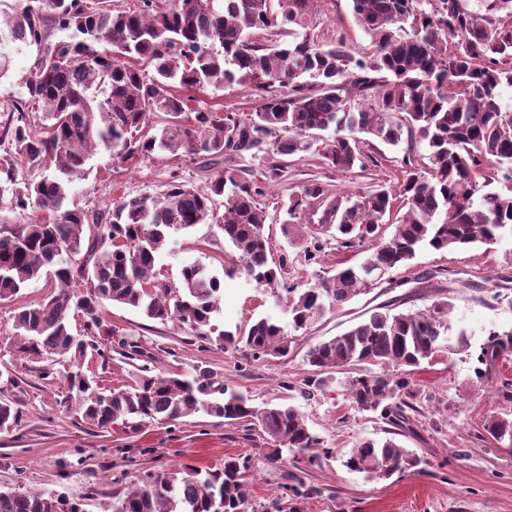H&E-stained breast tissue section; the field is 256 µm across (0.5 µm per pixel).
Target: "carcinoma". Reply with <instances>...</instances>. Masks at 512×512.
Returning <instances> with one entry per match:
<instances>
[{
	"instance_id": "carcinoma-1",
	"label": "carcinoma",
	"mask_w": 512,
	"mask_h": 512,
	"mask_svg": "<svg viewBox=\"0 0 512 512\" xmlns=\"http://www.w3.org/2000/svg\"><path fill=\"white\" fill-rule=\"evenodd\" d=\"M312 0H140L138 11H120L103 0H15L0 14V48H38L26 77L28 98L7 108L0 125V195L11 209L45 213L12 224L0 218V300H12L45 279L54 291L14 315L20 354L56 355L75 365L87 343L72 333L70 315L103 326L104 302L130 307L147 318L177 321L206 336L221 296V281L198 262L185 265L177 285L154 280L159 253L172 234L211 221L240 252L237 268L270 288L279 285L270 265L260 186L242 179L234 161L274 139L273 153L289 156L316 149L338 171L365 167L363 145L376 139L404 146L405 179L355 196H334L311 183L284 202L286 237L311 201L325 205L320 221L336 246L360 247L379 238L396 197L405 213L392 237L361 263L346 265L308 288H288V313L298 329L313 328L327 308H340L375 286L366 266L388 274L422 249L448 252L512 236V194L491 189L512 183V112L502 107L512 87V0H480L477 12L462 0H351L357 24L370 37L371 52L355 57L345 45H325L310 32ZM66 33L45 46L48 30ZM154 68L152 77L135 63ZM247 87L260 104L243 121L233 113L192 109L191 96L223 84ZM290 92L284 94L282 87ZM163 125L143 133L150 114ZM425 148V170L414 154ZM103 148L126 161L157 151L224 157L227 166L208 190L171 181L157 198H130L89 212L65 205L71 185L85 179L86 164ZM49 166L55 174L37 183L17 180L23 167ZM224 208L218 214L217 206ZM451 306L438 301L424 311L378 307L346 331L309 348L311 367L302 397L327 392L326 375L342 373L350 401L379 413L389 425L384 440L359 442L344 466L371 479L419 470L421 458L395 437L413 430L423 413L414 371L443 350L467 352L470 334L443 336ZM216 342L244 346L254 361L288 355L291 340L269 318L247 333L224 332ZM512 353V331H493L483 344L478 379L499 384L512 399V381L500 375L501 356ZM362 364L381 368L364 371ZM88 424L108 429L117 421L136 430L146 420L176 421L200 411L226 422L261 429L266 458L276 463L283 449L307 454L321 438L293 405L257 407L244 395L214 385L211 370L192 376L153 375L143 367L134 384L118 393L92 384L80 370L67 373ZM20 415L0 401V429ZM512 451V419L491 416L478 440ZM250 469L238 456L222 466L186 465L148 475L112 497L106 512H249ZM0 512H84L82 503L47 491L0 492Z\"/></svg>"
}]
</instances>
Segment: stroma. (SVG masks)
Listing matches in <instances>:
<instances>
[{"label": "stroma", "mask_w": 512, "mask_h": 512, "mask_svg": "<svg viewBox=\"0 0 512 512\" xmlns=\"http://www.w3.org/2000/svg\"><path fill=\"white\" fill-rule=\"evenodd\" d=\"M313 32L318 41L344 43L355 54L369 51L370 39L358 27L351 0H314ZM37 51L13 54L0 77V107L26 98L25 78ZM259 99L240 85L222 86L197 94L196 108L239 118L249 117ZM367 155L377 165L339 172L317 152L275 156L271 146L245 154L236 165L251 180L270 162L282 167L279 178L263 182L258 201L267 214L265 234L273 259L284 260L278 273L281 288L262 287L245 274H228L236 254L217 225L199 224L174 234L156 264L157 279L179 283L185 264L206 265L222 281L223 294L211 321L212 335L244 333L262 317L276 320L292 336L288 356L252 361L244 352L207 343L179 322L160 323L140 311L104 303L103 330L87 329L83 316L71 318L75 335L91 343L81 367L98 387L126 389L141 367L153 373L189 374L198 368L215 372L225 387L247 395L254 404L289 403L299 408L309 429L330 454L311 467L299 457L283 463L266 460L267 441L260 430L200 412L176 421H146L136 431L114 423L100 430L83 421L77 397L64 379L66 361L18 355L13 347V317L18 307L42 302L51 293L48 282L30 284L19 297L0 301V400L15 402L20 422L0 433V491H49L83 503L86 512H103L114 494L140 482L145 474L164 473L189 464L215 467L225 456L249 458L253 471L251 512H274L275 501L287 496L288 486L302 481L307 489L299 512H512V453L478 441L486 419L512 418V401L500 398L494 385L475 375L476 355L489 332L512 329V287L503 299L488 298L496 276L512 274V238L453 252H419L409 266L394 270L390 279L332 310L314 328L294 329L282 288L312 284L335 273L339 264H354L374 249L373 243L337 251L331 234H322L323 253L315 263L304 259L303 237L285 238L281 206L291 193L318 182L344 196L367 194L381 185L398 186L404 178L402 149L373 140ZM83 180L73 184L69 200L85 209H105L119 198L161 196L175 179L207 188L224 168L222 158L206 161L182 154L158 152L122 161L98 150L88 160ZM446 300L453 310L447 337L460 330L472 334L470 353L453 354L424 365L415 374L423 392V416L412 432L400 437L403 447L422 459L420 471L372 481L352 472L341 461L364 439L385 436V423L376 414L356 408L339 383L326 395L307 400L297 393L307 365L306 351L363 319L369 310L386 305L414 312Z\"/></svg>", "instance_id": "35a3bbf8"}]
</instances>
